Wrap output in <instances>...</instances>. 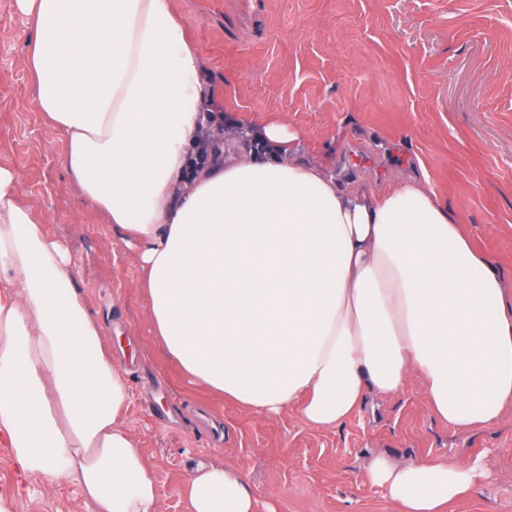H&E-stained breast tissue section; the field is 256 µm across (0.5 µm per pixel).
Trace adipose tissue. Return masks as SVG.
Returning <instances> with one entry per match:
<instances>
[{"instance_id":"obj_1","label":"adipose tissue","mask_w":512,"mask_h":512,"mask_svg":"<svg viewBox=\"0 0 512 512\" xmlns=\"http://www.w3.org/2000/svg\"><path fill=\"white\" fill-rule=\"evenodd\" d=\"M42 124L83 205L133 254L149 334L191 382L314 427L360 417L410 373L444 425L512 406V290L428 178L346 187L299 156L281 122L266 161L228 159L185 184L212 99L171 0H13ZM0 165V444L92 512H159L125 418L131 390L75 260ZM482 457L369 456L362 479L397 512H449L486 482ZM191 512H277L245 471L200 463Z\"/></svg>"}]
</instances>
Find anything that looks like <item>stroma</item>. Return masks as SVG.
Masks as SVG:
<instances>
[{
	"label": "stroma",
	"mask_w": 512,
	"mask_h": 512,
	"mask_svg": "<svg viewBox=\"0 0 512 512\" xmlns=\"http://www.w3.org/2000/svg\"><path fill=\"white\" fill-rule=\"evenodd\" d=\"M225 121H279L302 157L353 185L426 170L432 189L503 269L512 289V0H172ZM27 33L0 0V164L21 202L68 240L77 281L106 321L127 373V420L153 466L160 512H189L181 485L198 462L247 473L278 512H395L361 478L366 457L484 454L491 478L452 512H512V407L496 426L458 432L430 411L418 376L372 400L362 419L319 428L260 416L191 384L148 332L138 268L110 225L79 201L64 144L33 105ZM0 500L10 512H91L77 486L21 476L0 447Z\"/></svg>",
	"instance_id": "stroma-1"
}]
</instances>
